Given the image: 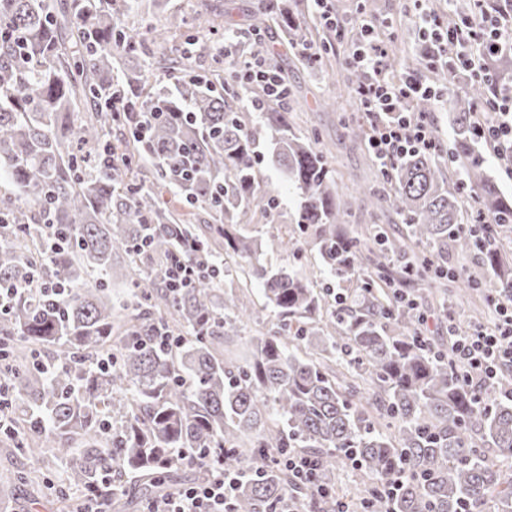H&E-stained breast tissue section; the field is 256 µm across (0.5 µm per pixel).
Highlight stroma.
<instances>
[{"mask_svg": "<svg viewBox=\"0 0 512 512\" xmlns=\"http://www.w3.org/2000/svg\"><path fill=\"white\" fill-rule=\"evenodd\" d=\"M367 1L371 3L370 15L376 23L375 35L387 48L397 47L408 55H422L425 43L412 18L413 0ZM307 22L311 43L331 46L326 57V71L306 68L299 51L283 45L279 36H272L269 40V55L288 79V104L297 117L298 130L303 134L315 132L317 147L324 152L336 171L339 191H346L356 184H372L379 178L377 164L367 143L348 132L349 124L359 118L356 102L347 98L333 109L325 110L319 106L331 85H344L352 77L349 62L355 33L350 30L345 35H337L315 13L308 17ZM279 190L280 205L275 214L267 218L253 216L246 230L262 235L266 243L264 259L273 267L286 266L304 274L318 270L319 257L315 250L304 245V237L295 221V197L288 190ZM347 222L351 228L358 230L379 226L389 242L394 244L402 242L407 235L402 217L362 195L354 200ZM418 302L427 315L425 333L437 342L447 336L446 311L462 308L483 321L492 317L489 301L484 297L461 304L455 299L444 300L438 293L427 291L420 294Z\"/></svg>", "mask_w": 512, "mask_h": 512, "instance_id": "1", "label": "stroma"}]
</instances>
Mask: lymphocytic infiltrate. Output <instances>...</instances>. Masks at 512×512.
Masks as SVG:
<instances>
[{
  "instance_id": "obj_1",
  "label": "lymphocytic infiltrate",
  "mask_w": 512,
  "mask_h": 512,
  "mask_svg": "<svg viewBox=\"0 0 512 512\" xmlns=\"http://www.w3.org/2000/svg\"><path fill=\"white\" fill-rule=\"evenodd\" d=\"M415 18L426 38L429 62L448 61L460 72L481 66L471 44L482 53L512 51V0H478L463 25L442 29L439 19L428 11L425 0H415ZM357 26L363 37L351 62L367 80L355 91L376 129L370 147L380 164H389L408 153L428 150L433 142L424 121L414 117L410 102L420 95H433L430 85L415 78L394 83L386 75L384 50L369 36L371 24L364 19ZM220 54L231 80L240 88L259 86L273 98L286 97L288 87L279 70L262 57H240L230 41H223ZM475 135L493 147L499 159L512 161V88L493 86L490 97L480 105ZM492 327L478 326L453 345L456 360L474 386L495 385L500 373L512 367V291L499 292L490 299ZM238 486L236 476L215 469L200 485L184 488L173 499L169 512H229Z\"/></svg>"
}]
</instances>
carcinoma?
<instances>
[{
	"mask_svg": "<svg viewBox=\"0 0 512 512\" xmlns=\"http://www.w3.org/2000/svg\"><path fill=\"white\" fill-rule=\"evenodd\" d=\"M132 0H0V287L33 282L0 313V368L24 405L23 423L0 433L34 460L79 454L65 489L49 504L83 512L65 490L121 512L124 498L156 512L181 486L177 451L240 476L234 512H282L306 498L278 459L303 452L319 462L327 496L314 512H512V483L501 486L493 459L512 458V378L474 387L451 349L420 333L408 300L414 286L453 288L463 298L487 287L463 270L449 283L448 251L475 254L512 289V200L485 171L474 142V106L491 94L487 75L454 111L453 158L466 169L488 224L464 228L467 198L448 185L437 151L414 152L380 170L388 191L362 193L387 204L426 246L395 267L380 230L347 227L350 197L315 141L295 132V116L259 88V120L228 104L214 81L188 75L181 54L163 59L174 90L148 91L152 73L116 72L120 55L149 52L142 35L116 18ZM307 0H259L250 27H276L290 44L307 39ZM216 20L197 13L187 40L205 46ZM484 70L501 85L512 57ZM151 113L146 130L136 118ZM150 160L156 187L138 179ZM280 172L297 197L299 230L319 256L315 275L260 261L262 240L242 232L241 214L271 215L279 195L263 185ZM173 190L207 218L193 223L165 203ZM123 253L130 293L112 302L113 256ZM204 273L190 288L167 286L173 257ZM241 259L231 267L223 257ZM356 288L337 289L357 271ZM257 287L275 316L268 333L234 358L224 337L259 318L244 293ZM160 328L170 345L151 344ZM125 409L112 425L109 407ZM350 466L373 480L344 502L336 472ZM396 483L391 495L384 485Z\"/></svg>",
	"mask_w": 512,
	"mask_h": 512,
	"instance_id": "carcinoma-1",
	"label": "carcinoma"
}]
</instances>
